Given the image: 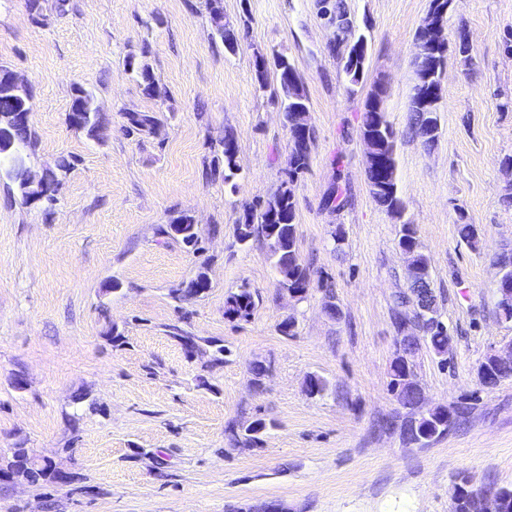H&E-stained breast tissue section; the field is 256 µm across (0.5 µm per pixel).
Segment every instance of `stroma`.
I'll return each instance as SVG.
<instances>
[{
    "label": "stroma",
    "instance_id": "stroma-1",
    "mask_svg": "<svg viewBox=\"0 0 512 512\" xmlns=\"http://www.w3.org/2000/svg\"><path fill=\"white\" fill-rule=\"evenodd\" d=\"M0 0V65L27 87L38 145L30 165L74 159L53 205L26 203L0 182V455L23 446L53 459L66 482L0 481V512H450L455 482L512 489V378L479 385L485 356L512 343L496 314V258L512 253V0H458L445 35L465 26L473 66L449 56L440 134L425 149L412 130L415 32L430 0H347L370 44L362 84L348 91L327 50L315 0H222L238 28L236 53L213 37L205 0ZM147 62L165 101L146 96L128 61ZM288 56L314 129L311 164L294 186L297 243L313 278L333 284L341 319L312 288L281 292L266 247H239L235 221L288 167V130L260 91L256 54ZM385 80L396 133L398 195L431 259L450 332L447 361L421 348L416 362L431 405L461 408L447 435L421 448L399 425L390 392L395 299L408 286L398 223L374 201L359 127L373 84ZM107 119L103 137L72 128L76 88ZM130 112H153L159 135L126 131ZM238 139L231 182L204 170ZM341 188L343 208L324 201ZM198 251L159 227L180 215ZM475 225L478 248L457 236ZM345 243L335 247L333 234ZM205 270L204 297L176 304L171 290ZM261 296L230 321L224 298L241 285ZM295 317L297 334L279 324ZM204 339L190 353L170 334ZM227 348L211 358L210 341ZM270 365L261 387L250 368ZM327 380L309 397L307 376ZM268 421L261 447L236 450L228 423ZM172 224H184L183 230L186 233L182 236H174L169 232V227ZM160 234L167 238H173L181 241L186 247L191 248L193 250H198L199 244V236L196 224H194L193 219L189 215H180L178 217L172 218L165 227L160 229Z\"/></svg>",
    "mask_w": 512,
    "mask_h": 512
}]
</instances>
